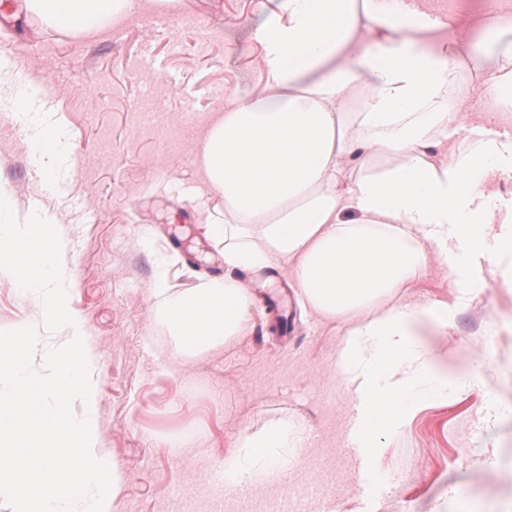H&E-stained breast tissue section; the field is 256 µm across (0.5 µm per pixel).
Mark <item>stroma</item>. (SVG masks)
<instances>
[{
    "instance_id": "1",
    "label": "stroma",
    "mask_w": 512,
    "mask_h": 512,
    "mask_svg": "<svg viewBox=\"0 0 512 512\" xmlns=\"http://www.w3.org/2000/svg\"><path fill=\"white\" fill-rule=\"evenodd\" d=\"M272 7L173 0L154 29L139 14L80 35L32 26L23 0L0 6V49L45 88L27 126L0 111V189L14 215H54L67 244L71 305L96 354L97 442L118 471L111 512H224L225 453L244 426L283 415L306 429L289 483L335 484L327 512H512V270L473 261L485 286L462 304L435 263L406 289L408 303L456 305L447 335L426 342L455 350L471 378L426 397L363 466L346 446L354 396L336 376L340 332L302 313L283 269L248 274L251 328L224 348L180 357L158 318L164 264L184 288L224 274L193 159L226 94L264 89L254 31ZM48 112L69 156L52 187L31 150ZM21 325L41 328L40 307L0 276V330Z\"/></svg>"
}]
</instances>
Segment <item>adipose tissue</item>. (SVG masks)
Listing matches in <instances>:
<instances>
[{"label": "adipose tissue", "instance_id": "adipose-tissue-1", "mask_svg": "<svg viewBox=\"0 0 512 512\" xmlns=\"http://www.w3.org/2000/svg\"><path fill=\"white\" fill-rule=\"evenodd\" d=\"M41 25L89 33L140 12L143 0H28ZM472 40L457 16L422 0H275L255 33L266 88H239L211 119L196 168L223 207L208 234L224 275L162 284L159 316L181 356L245 335L253 296L240 275L283 266L317 318L344 329L336 375L356 394L351 427L366 451L408 425L444 376L429 332L447 334L448 303L401 301L431 259H449L460 295L470 269L512 267V198L488 186L512 173V10L496 7ZM469 82H462V75ZM293 418L246 427L224 456L242 476L287 480Z\"/></svg>", "mask_w": 512, "mask_h": 512}]
</instances>
